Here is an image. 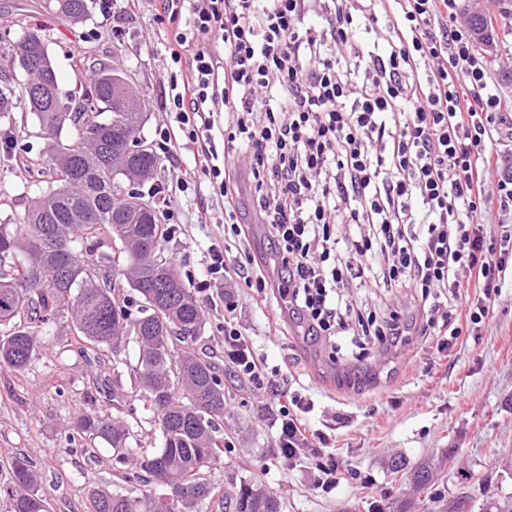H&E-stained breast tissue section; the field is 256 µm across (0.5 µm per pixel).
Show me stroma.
I'll return each mask as SVG.
<instances>
[{"label":"stroma","instance_id":"35a3bbf8","mask_svg":"<svg viewBox=\"0 0 512 512\" xmlns=\"http://www.w3.org/2000/svg\"><path fill=\"white\" fill-rule=\"evenodd\" d=\"M43 5L44 0H0V38L18 39L21 19L43 26L65 92L93 66L123 61L146 102L142 134L154 141L169 121L160 104L171 63L152 0H142L134 16L126 13L124 0H94L79 24L46 14ZM201 203L215 223H194ZM176 208L184 233L166 239L163 248L191 289L204 278L212 244H224L232 260L248 253L266 258L273 251L258 224L247 239L225 236L221 196L180 193ZM216 293L236 302L243 335L276 376L268 389L257 390L225 372L224 461L212 480L261 484L278 497L282 512H447L459 497L466 498L470 512H485L487 503L512 493V287L503 288L488 323L454 339L448 354L437 353L435 337L416 332L398 350L374 347L348 366L328 344L305 339L295 325H269L267 317L277 307L271 292L221 285ZM345 296L369 311H417L399 288H349ZM135 364V346L114 364L102 365L80 354L77 338L52 332L25 372L0 368V461L29 455L51 512H85L88 485L113 482L112 451L105 442L74 452L65 440V428L79 411L137 419L145 433L132 437L133 447L160 446L139 401ZM297 394L310 403L309 417L330 446L305 449L286 461L277 453L271 418ZM331 454L341 480L326 494L316 489L314 472ZM398 458L431 467L434 480L414 489L408 472L392 471Z\"/></svg>","mask_w":512,"mask_h":512}]
</instances>
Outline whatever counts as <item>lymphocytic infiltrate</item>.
<instances>
[{"label":"lymphocytic infiltrate","mask_w":512,"mask_h":512,"mask_svg":"<svg viewBox=\"0 0 512 512\" xmlns=\"http://www.w3.org/2000/svg\"><path fill=\"white\" fill-rule=\"evenodd\" d=\"M170 31L173 71L162 106L160 157L180 149L191 168L158 186L168 234L182 231L177 193L216 194L234 236L241 178L281 263L226 262L211 246L200 289L232 282L271 290L308 336L360 359L361 338L396 346L416 321L392 310L363 316L343 290L410 291L437 351L480 326L512 280V230L488 236L512 210V178L493 163L501 122L496 84L473 50L456 0H156ZM224 131L216 147L215 127ZM355 225L342 239L337 228ZM224 365L256 389L270 382L224 304ZM293 396L272 425L278 453L327 444Z\"/></svg>","instance_id":"lymphocytic-infiltrate-1"}]
</instances>
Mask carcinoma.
Here are the masks:
<instances>
[{
  "label": "carcinoma",
  "instance_id": "cac0c4a2",
  "mask_svg": "<svg viewBox=\"0 0 512 512\" xmlns=\"http://www.w3.org/2000/svg\"><path fill=\"white\" fill-rule=\"evenodd\" d=\"M91 0H45L46 12L82 22ZM471 30L491 41L492 12L469 15ZM59 96L56 70L27 72V81L0 80V133L13 134L15 112L26 107L45 153L12 155L3 170L36 188L22 208L0 194V368L24 372L42 348L43 329L58 325L83 352L112 361L137 346L142 402L161 437L158 448H131L128 423L109 413L76 416L66 438L112 448L113 477L139 483L136 496L91 486L87 512H280L279 499L242 482L228 486L208 473L224 460V374L201 357L205 318L192 289L171 262L159 257L164 225L156 208L127 185L151 178L160 158L132 151L145 115L135 89L117 94L112 75L99 70L68 95L71 111L29 99L28 86ZM122 278L144 300L129 317ZM0 498L9 512H50L40 473L25 456L0 465Z\"/></svg>",
  "mask_w": 512,
  "mask_h": 512
}]
</instances>
